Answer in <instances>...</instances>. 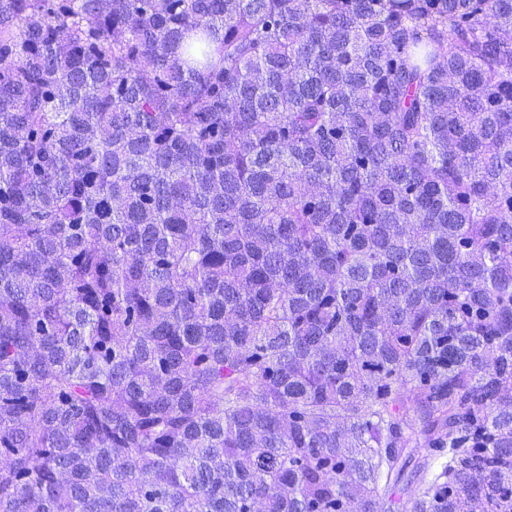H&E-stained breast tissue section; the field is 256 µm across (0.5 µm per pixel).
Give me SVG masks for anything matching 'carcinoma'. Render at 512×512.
<instances>
[{"instance_id":"1","label":"carcinoma","mask_w":512,"mask_h":512,"mask_svg":"<svg viewBox=\"0 0 512 512\" xmlns=\"http://www.w3.org/2000/svg\"><path fill=\"white\" fill-rule=\"evenodd\" d=\"M512 512V0H0V512ZM427 448H416L414 445H410L403 452V461H405V479L400 484V488L396 491V498L400 499L402 503L404 499H406L410 492V485L407 487V479L411 478V475H414V471L419 465V462L422 460L423 456L427 453ZM408 489V490H407Z\"/></svg>"}]
</instances>
